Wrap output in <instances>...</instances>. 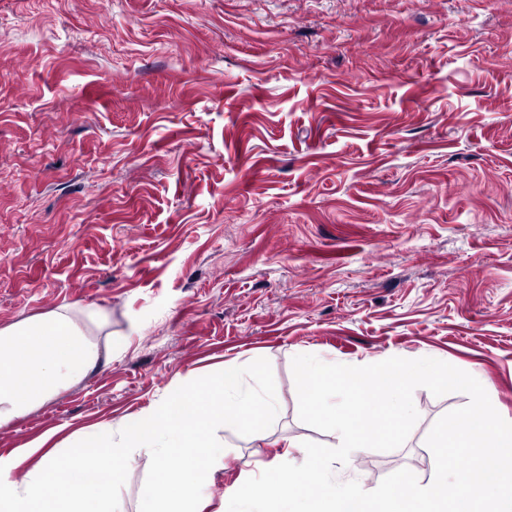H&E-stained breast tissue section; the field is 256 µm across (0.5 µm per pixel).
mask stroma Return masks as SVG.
Wrapping results in <instances>:
<instances>
[{"instance_id":"stroma-1","label":"stroma","mask_w":512,"mask_h":512,"mask_svg":"<svg viewBox=\"0 0 512 512\" xmlns=\"http://www.w3.org/2000/svg\"><path fill=\"white\" fill-rule=\"evenodd\" d=\"M95 308L98 366L0 427L39 459L229 363L444 361L512 417V0H0V327ZM461 392L413 393L365 486L429 475Z\"/></svg>"}]
</instances>
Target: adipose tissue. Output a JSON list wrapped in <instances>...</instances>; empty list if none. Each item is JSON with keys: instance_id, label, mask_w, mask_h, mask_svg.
Returning <instances> with one entry per match:
<instances>
[{"instance_id": "obj_1", "label": "adipose tissue", "mask_w": 512, "mask_h": 512, "mask_svg": "<svg viewBox=\"0 0 512 512\" xmlns=\"http://www.w3.org/2000/svg\"><path fill=\"white\" fill-rule=\"evenodd\" d=\"M98 310L82 315L62 306L46 315L0 328V426L29 413L56 390L93 370L100 358L85 325Z\"/></svg>"}]
</instances>
